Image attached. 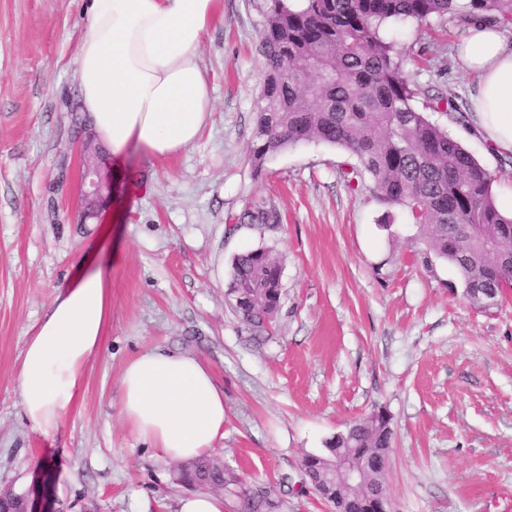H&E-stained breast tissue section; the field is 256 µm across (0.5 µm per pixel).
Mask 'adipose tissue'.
I'll return each instance as SVG.
<instances>
[{
  "label": "adipose tissue",
  "mask_w": 512,
  "mask_h": 512,
  "mask_svg": "<svg viewBox=\"0 0 512 512\" xmlns=\"http://www.w3.org/2000/svg\"><path fill=\"white\" fill-rule=\"evenodd\" d=\"M216 10L217 0H91L78 58L79 98L113 163L133 148L170 157L200 137L213 88L198 48ZM456 52L477 78L467 115L471 131L491 151L512 153V47L503 26L471 23ZM111 316L110 264H84L25 344L18 391L33 432L49 437L59 430ZM120 389L127 427L164 458H200L224 434V391L196 355L149 349L126 363Z\"/></svg>",
  "instance_id": "1"
}]
</instances>
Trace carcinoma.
<instances>
[{"label": "carcinoma", "instance_id": "carcinoma-1", "mask_svg": "<svg viewBox=\"0 0 512 512\" xmlns=\"http://www.w3.org/2000/svg\"><path fill=\"white\" fill-rule=\"evenodd\" d=\"M271 0L260 33L265 80L256 106L252 161L306 141L335 145L356 157L343 172L356 189L372 181L373 196L406 211L416 240L426 252L454 264L463 298L479 308L512 288V217L498 209L495 176L440 126L415 107L418 89L403 74L401 52L383 39L390 19L425 22L457 17L512 23V0ZM238 224L279 223L276 210L253 204L234 217ZM232 289L248 296L235 303L251 339L264 341L281 299L282 267L266 249L238 254L232 263ZM390 418L378 411L353 421L326 442V453L305 457L303 465L322 466L331 449L343 448L362 468L357 495L383 484L376 467L378 449L391 447ZM184 481L229 483L224 470L208 460L186 466ZM241 512H274L278 501L269 487L244 491Z\"/></svg>", "mask_w": 512, "mask_h": 512}]
</instances>
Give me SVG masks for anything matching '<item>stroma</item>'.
<instances>
[{"label": "stroma", "instance_id": "35a3bbf8", "mask_svg": "<svg viewBox=\"0 0 512 512\" xmlns=\"http://www.w3.org/2000/svg\"><path fill=\"white\" fill-rule=\"evenodd\" d=\"M269 0H219L199 47L213 86L200 138L178 155L131 151L101 216L78 221L83 160L77 57L88 0H0V488L44 483L54 512H175L178 464L121 418L125 364L160 345L200 356L224 389L212 456L236 477L221 495L274 486L278 512H331L302 490L305 456L353 420L384 411L393 447L391 512H512V293L484 310L457 268L426 260L416 228L369 187L350 189L342 149L309 142L251 161ZM455 20H391L383 36L426 94L468 102L475 77L452 46ZM463 146L512 193V155ZM274 227H232L250 203ZM112 259V317L80 396L53 437L32 432L16 390L26 340L90 248ZM271 251L282 265L272 334L255 343L230 294L232 260Z\"/></svg>", "mask_w": 512, "mask_h": 512}]
</instances>
